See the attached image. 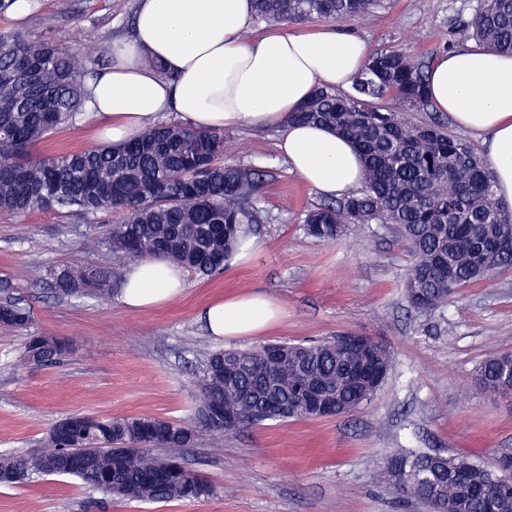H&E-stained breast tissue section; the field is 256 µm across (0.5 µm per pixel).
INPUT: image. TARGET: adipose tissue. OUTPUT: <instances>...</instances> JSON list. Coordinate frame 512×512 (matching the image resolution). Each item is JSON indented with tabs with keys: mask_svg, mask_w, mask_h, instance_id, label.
I'll return each mask as SVG.
<instances>
[{
	"mask_svg": "<svg viewBox=\"0 0 512 512\" xmlns=\"http://www.w3.org/2000/svg\"><path fill=\"white\" fill-rule=\"evenodd\" d=\"M252 0H139L128 39L108 41L106 67L86 81L85 111L103 142L128 141L163 114L199 129L278 128L277 148L317 193L340 197L360 186L363 158L329 129L289 116L326 87L347 89L369 50L357 34L330 24L275 32L251 28ZM432 104L483 137L500 203L512 209V55L472 45L434 60ZM186 289L184 269L146 257L132 263L122 303L141 310ZM280 308L260 293L210 302L199 314L219 338L254 336Z\"/></svg>",
	"mask_w": 512,
	"mask_h": 512,
	"instance_id": "adipose-tissue-1",
	"label": "adipose tissue"
}]
</instances>
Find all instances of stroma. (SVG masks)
Segmentation results:
<instances>
[{
    "label": "stroma",
    "mask_w": 512,
    "mask_h": 512,
    "mask_svg": "<svg viewBox=\"0 0 512 512\" xmlns=\"http://www.w3.org/2000/svg\"><path fill=\"white\" fill-rule=\"evenodd\" d=\"M476 0H393L348 30L370 49L398 48L425 60L458 50L456 28ZM137 0H41L39 26L0 15V31L92 53L132 33ZM224 160L264 171L259 204L270 215L257 232L263 255L212 277L188 274L168 304L126 309L118 298L57 295L49 271L119 263L104 244L117 214L52 219L0 212V277L31 312L29 331L0 327V454L39 448L72 414L150 416L197 425V379L205 352L272 341H321L344 332L383 340L393 364L364 408L340 417L268 421L237 431L199 427L186 466L213 488L195 501L116 502L67 477L35 476L0 485V512H425L386 473L388 456L410 448L464 454L486 465L512 457V401L484 394L473 371L512 351V267L460 289L427 314L414 311L404 281L414 257L393 224H359L341 241L309 236L304 218L322 203L276 148L273 130L224 131ZM89 123L57 129L36 146L66 153L96 146ZM270 295L282 315L259 336H211L198 319L213 300ZM66 340L71 351L44 367L23 362L28 333Z\"/></svg>",
    "instance_id": "obj_1"
}]
</instances>
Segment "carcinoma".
Segmentation results:
<instances>
[{
    "mask_svg": "<svg viewBox=\"0 0 512 512\" xmlns=\"http://www.w3.org/2000/svg\"><path fill=\"white\" fill-rule=\"evenodd\" d=\"M388 0H255V21L291 26L313 20H361L387 8ZM488 50L512 55V0H478L472 18L455 32ZM88 58L48 41L0 32V212L88 217L116 212L105 244L134 262L161 257L200 276L224 271L242 224H263L256 204L264 173L221 162L222 132L159 123L119 146H97L64 155L32 154L39 141L81 113L80 76ZM423 60L394 48L372 52L351 91L319 87L291 119L315 123L349 139L364 159L363 185L336 204H321L305 217L307 232L323 241L341 238L352 224H396L415 256L405 280L417 312L448 302L458 289L512 265V214L495 192V180L471 146L448 136L437 123H414L407 112L428 106ZM57 294L105 298L118 294L121 267L64 266L50 273ZM30 311L17 301L0 303V324L24 329ZM335 339L309 344L299 362L271 371L255 349L207 354L199 377L202 404L235 421L213 422L216 432L272 420L268 392L286 397L309 379L336 385L343 358ZM69 353L53 336H27L24 358L52 366ZM240 363L236 381L224 383V360ZM502 366L491 358L476 369L480 389L497 392ZM42 449L0 455V485L32 475L75 477L118 501L199 500L211 486L184 464L183 450L197 430L155 417L64 418ZM410 471L449 480L448 498L462 512H484L493 497L499 512H512V479L467 456L399 451L387 474Z\"/></svg>",
    "mask_w": 512,
    "mask_h": 512,
    "instance_id": "carcinoma-1",
    "label": "carcinoma"
}]
</instances>
